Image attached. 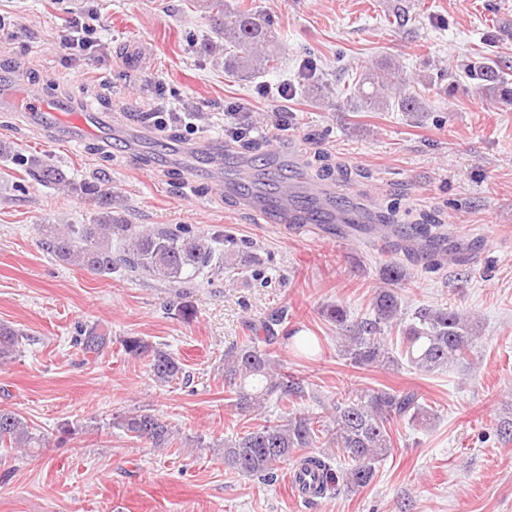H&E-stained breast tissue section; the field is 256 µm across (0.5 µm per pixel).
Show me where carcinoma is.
Here are the masks:
<instances>
[{
	"label": "carcinoma",
	"instance_id": "1",
	"mask_svg": "<svg viewBox=\"0 0 512 512\" xmlns=\"http://www.w3.org/2000/svg\"><path fill=\"white\" fill-rule=\"evenodd\" d=\"M199 2L209 13L211 28L224 36L225 71L232 75L257 74L277 63L269 17H261L262 24L258 25L257 13L246 7L231 8L224 0ZM507 68L509 64L505 60L500 65L480 63L468 67L465 75L480 81V86L494 96L509 91L503 76ZM369 84L373 86L370 93L364 91L362 84L354 89V96L364 108H394L402 112L420 108L418 96L412 93L393 97L386 94L391 88L403 85L399 70L390 65L369 77ZM20 162L36 182L97 200L99 210L89 224L39 225L41 246L55 260L99 276L123 269L158 276L171 284H181L200 269L222 263L204 235L182 227L140 230L135 224L124 223L120 216L112 214V187L107 180L77 184L37 155L23 157ZM439 228L438 224H411L407 231L412 239L431 243L438 237ZM114 239L122 241L123 247L113 249ZM403 280L400 266L387 267L386 287L375 293L365 317L351 320L337 305L327 309L326 316L339 330L342 357L356 368H397L399 359L403 358L425 374L471 360L477 321L448 307H422L409 320H404L400 296ZM286 316L283 310L270 313L255 329L257 335L224 353V386L232 395V407L239 415H261L264 404L271 398L290 403L305 397L301 380L289 374L271 352L275 343L293 338L288 330L282 337L277 333ZM22 337L20 331L0 324V364L17 356ZM111 342V329L101 323L85 327L77 339L83 353L93 356ZM122 347L129 356L150 358L153 376L161 384L172 382L181 373L176 357L139 336L124 338ZM398 418L428 425L435 419V413L415 388L353 390L343 401L336 402L334 416L320 430L315 428L310 416L293 408L282 420H266L240 437L225 440L224 466L272 481L278 467L291 460L297 474L312 472L319 477L317 486L309 491L313 498H321L341 485L358 490L373 481L376 465L391 452L389 425ZM115 425L152 448H167L174 438V431L162 417L146 411L125 414L116 419ZM322 435L328 437V443L348 462L346 469H333L323 453L296 456L303 448L317 447ZM44 441V436L36 433L20 414L0 410L1 448L17 451L41 448Z\"/></svg>",
	"mask_w": 512,
	"mask_h": 512
}]
</instances>
